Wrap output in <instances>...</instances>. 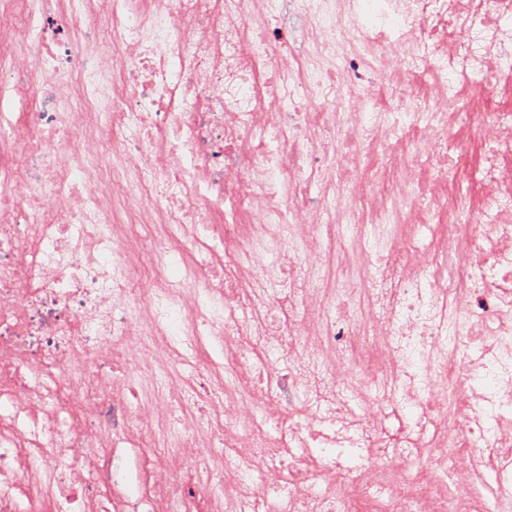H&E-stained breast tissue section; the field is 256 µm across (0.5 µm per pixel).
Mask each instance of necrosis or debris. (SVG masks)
Here are the masks:
<instances>
[{"mask_svg": "<svg viewBox=\"0 0 512 512\" xmlns=\"http://www.w3.org/2000/svg\"><path fill=\"white\" fill-rule=\"evenodd\" d=\"M0 93V512H356L325 454L387 422L423 456L412 487L371 464L382 512H512V0H11ZM111 130L110 151L86 143ZM242 243L207 247L215 225ZM403 225L386 301L347 313L364 242ZM180 279L167 273L172 262ZM297 281L288 351L225 293ZM208 349L173 379L172 335ZM193 411L153 460L199 481L130 489L137 383ZM111 384L100 397L103 384ZM334 406L315 428L313 386ZM289 445L269 465L265 448ZM110 461L84 478L81 460ZM494 485L477 497L480 476Z\"/></svg>", "mask_w": 512, "mask_h": 512, "instance_id": "necrosis-or-debris-1", "label": "necrosis or debris"}]
</instances>
